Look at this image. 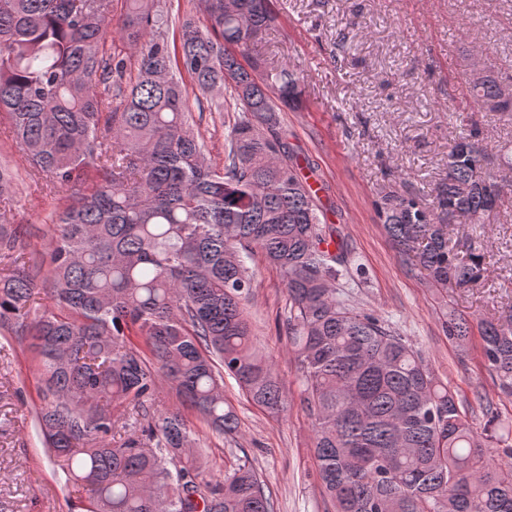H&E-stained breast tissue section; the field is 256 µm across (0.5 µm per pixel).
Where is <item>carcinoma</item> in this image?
<instances>
[{
	"label": "carcinoma",
	"mask_w": 512,
	"mask_h": 512,
	"mask_svg": "<svg viewBox=\"0 0 512 512\" xmlns=\"http://www.w3.org/2000/svg\"><path fill=\"white\" fill-rule=\"evenodd\" d=\"M0 0V115L34 178L70 199L51 217L48 251L26 260L21 224H0V327L30 339L44 404L38 423L74 512H273L248 461L224 477L202 465L184 414L155 408L168 379L220 435L238 431L224 375L273 416L288 410L245 306L247 262L261 253L288 293V341L312 421L321 493L333 512H512V423L473 426L408 339L335 287L362 264L328 242L322 207L279 132L302 96L286 63L251 54L273 0H197L205 23L173 21L159 0ZM177 25L178 41L168 42ZM222 91L230 112L221 169L208 164L185 79ZM512 72L468 81L473 105L512 113ZM472 128L448 149L427 198L390 191L382 226L412 274L441 296L488 275L481 241L457 256L450 225L488 224L512 206V152L487 171ZM15 176L0 165V203ZM444 328L512 394V312ZM142 339L143 346L131 336ZM141 435L117 441L120 430Z\"/></svg>",
	"instance_id": "obj_1"
}]
</instances>
